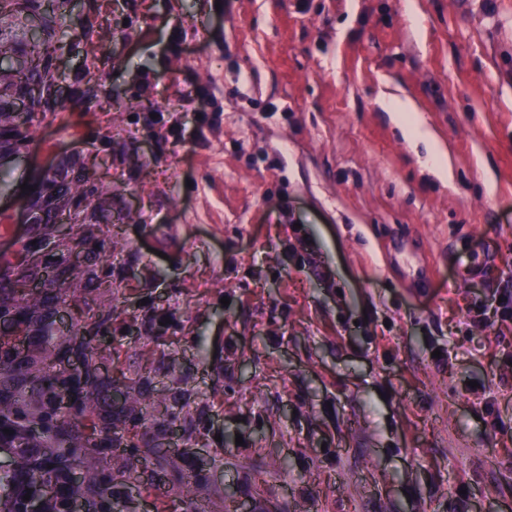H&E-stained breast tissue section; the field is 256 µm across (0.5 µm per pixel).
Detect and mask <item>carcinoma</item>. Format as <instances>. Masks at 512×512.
Returning <instances> with one entry per match:
<instances>
[{
  "mask_svg": "<svg viewBox=\"0 0 512 512\" xmlns=\"http://www.w3.org/2000/svg\"><path fill=\"white\" fill-rule=\"evenodd\" d=\"M64 3L0 0V16L13 18L30 47L29 68L18 72V80L26 88H39L42 112H67L96 95L103 82L87 68L78 94L56 93L44 53L63 26ZM33 19L40 21L38 40L28 36ZM33 112L0 107V148L25 145ZM103 192L104 184L83 167L56 169L45 176L33 201V224L39 228L73 210L94 214ZM111 245V230L99 224L77 228L72 246L86 254L82 276L87 285L98 289L112 281V265L100 261ZM74 270L64 254L51 267L0 259V317L17 330L14 336H0V448L12 457L10 466L0 470V512H70L74 501L82 502L85 512H137L133 487L147 496L178 497L181 512H208L203 501L190 495L191 487L207 482L205 470L195 461L185 467L161 456L156 447L173 428L181 430L191 448L207 437L211 424L205 406L182 387L173 360L101 377L104 354L98 340L112 333L115 307H99L58 334V308L79 300L72 287ZM73 356L83 359L77 372L65 369ZM160 373L171 381L161 394L154 385ZM117 387L124 401L108 402ZM27 494L30 499H23Z\"/></svg>",
  "mask_w": 512,
  "mask_h": 512,
  "instance_id": "1",
  "label": "carcinoma"
}]
</instances>
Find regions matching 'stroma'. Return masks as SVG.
Listing matches in <instances>:
<instances>
[{
  "label": "stroma",
  "mask_w": 512,
  "mask_h": 512,
  "mask_svg": "<svg viewBox=\"0 0 512 512\" xmlns=\"http://www.w3.org/2000/svg\"><path fill=\"white\" fill-rule=\"evenodd\" d=\"M65 17L58 83L83 70L88 26L105 83L0 150V257L38 234L54 260L21 186L103 161L124 272L67 313L118 307L128 351L146 307L171 314L139 349L175 358L212 420L199 447L226 464L195 495L211 512L228 493L245 512H512V328L476 317L512 292V0H72ZM389 90L436 143L407 139ZM439 146L445 180L426 165Z\"/></svg>",
  "instance_id": "obj_1"
}]
</instances>
